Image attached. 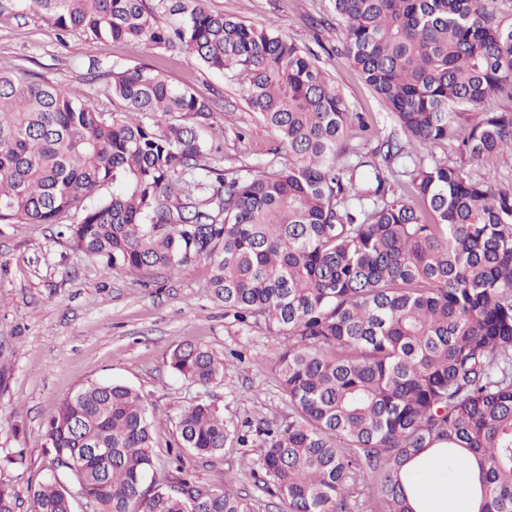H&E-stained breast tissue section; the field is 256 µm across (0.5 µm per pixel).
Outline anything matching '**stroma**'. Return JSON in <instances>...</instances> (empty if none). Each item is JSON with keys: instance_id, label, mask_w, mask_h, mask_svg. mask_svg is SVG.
Instances as JSON below:
<instances>
[{"instance_id": "stroma-1", "label": "stroma", "mask_w": 512, "mask_h": 512, "mask_svg": "<svg viewBox=\"0 0 512 512\" xmlns=\"http://www.w3.org/2000/svg\"><path fill=\"white\" fill-rule=\"evenodd\" d=\"M208 5L259 28L273 26L318 55L350 112L377 130L370 137L351 132L347 152L374 153L383 136L396 130L391 112L339 50L343 23L316 31L315 21L329 15V0H208ZM143 64L215 100L201 135L206 143L220 145L213 165L225 177L287 162V149L248 111L237 79L134 41L99 40L80 30L59 36L39 14L19 10L16 0H0V69L102 101L112 71ZM417 160L460 163L472 177L512 190V154L488 166L465 163L455 145L442 142L394 165L390 180L407 200L412 197L408 173ZM59 231L56 224H0V455L24 451L22 463L0 468V480L14 485L18 512H30L32 493L46 473L43 424L63 399L91 382L124 383L147 395L156 420L153 478L160 483L171 475L169 449L178 414L206 396L229 426H248L252 432L246 446L190 460L197 481L210 486L229 478L255 512H285L255 467L263 447L257 428L293 416L274 368L283 336L265 324L243 325L225 316L208 288V258L196 259L181 273L117 269L106 274ZM184 343L223 354V381L205 391L175 374L170 354Z\"/></svg>"}]
</instances>
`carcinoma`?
<instances>
[{
	"label": "carcinoma",
	"instance_id": "obj_1",
	"mask_svg": "<svg viewBox=\"0 0 512 512\" xmlns=\"http://www.w3.org/2000/svg\"><path fill=\"white\" fill-rule=\"evenodd\" d=\"M61 31L138 41L215 72L288 148V162L226 179L196 126L212 101L144 65L112 72L114 111L0 70V223L64 225L105 271L182 272L211 262L224 311L288 337L277 373L294 418L261 430L258 465L286 512H346L360 472L374 512H419V484L477 485L478 512H512V192L462 166L414 163L415 202L386 171L412 145L456 143L482 165L512 153V24L484 0H331L343 51L401 134L381 160L342 149L350 114L334 82L275 29L207 0H18ZM169 365L203 389L224 357L178 346ZM149 400L89 383L44 426L49 473L32 512H254L228 483L200 485L185 458L247 435L199 399L175 422V475L153 468ZM437 468V474L429 467ZM0 481V512H17Z\"/></svg>",
	"mask_w": 512,
	"mask_h": 512
}]
</instances>
